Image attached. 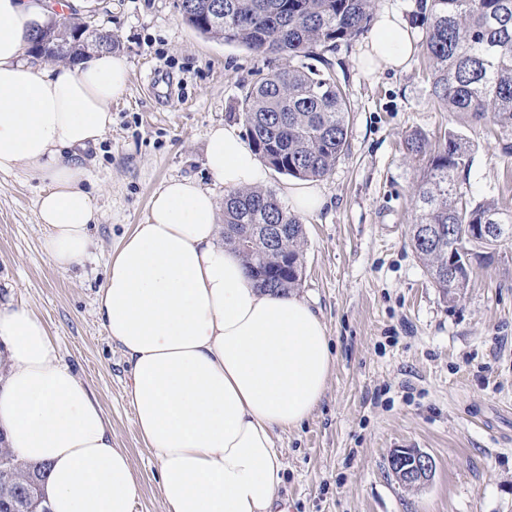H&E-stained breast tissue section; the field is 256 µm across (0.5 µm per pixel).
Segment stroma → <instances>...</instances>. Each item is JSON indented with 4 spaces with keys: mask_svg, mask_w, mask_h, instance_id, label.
Instances as JSON below:
<instances>
[{
    "mask_svg": "<svg viewBox=\"0 0 512 512\" xmlns=\"http://www.w3.org/2000/svg\"><path fill=\"white\" fill-rule=\"evenodd\" d=\"M68 10L111 32L129 75L111 127L83 158L94 247L83 265L55 268L41 247V181L0 174V297L42 319L100 404L141 484L134 512H165L127 402L129 367L96 315V293L163 182L212 185L206 134L242 125L238 106L263 62L187 26L176 0H70ZM362 48L342 43L328 54L350 102V132L320 181L322 208L300 217L297 292L325 322L336 363L312 415L280 435V496L288 512H512V241L475 269L461 301L448 302L409 246L419 170L404 141L460 131L472 145L463 191L509 210L512 158L489 122L431 102L423 51L404 71L380 72L360 61ZM159 69L170 78L164 95L152 85ZM409 446L436 463L426 486L403 487L387 471L391 452Z\"/></svg>",
    "mask_w": 512,
    "mask_h": 512,
    "instance_id": "obj_1",
    "label": "stroma"
}]
</instances>
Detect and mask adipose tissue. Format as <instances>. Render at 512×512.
<instances>
[{"instance_id": "1", "label": "adipose tissue", "mask_w": 512, "mask_h": 512, "mask_svg": "<svg viewBox=\"0 0 512 512\" xmlns=\"http://www.w3.org/2000/svg\"><path fill=\"white\" fill-rule=\"evenodd\" d=\"M50 0H0V173L40 180L42 249L67 271L90 254L97 210L80 157L112 123L128 70L101 52L79 69L22 57ZM416 35L382 8L363 57L399 71ZM205 167L225 190L260 185L265 169L238 127L206 135ZM214 190L166 181L145 223L112 254L97 313L129 366V406L159 472L165 512H287L277 431L320 403L335 358L327 326L293 292H270L221 243ZM0 441L48 466L50 512H134L140 485L99 404L29 309L0 301Z\"/></svg>"}]
</instances>
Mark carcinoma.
<instances>
[{
    "instance_id": "carcinoma-1",
    "label": "carcinoma",
    "mask_w": 512,
    "mask_h": 512,
    "mask_svg": "<svg viewBox=\"0 0 512 512\" xmlns=\"http://www.w3.org/2000/svg\"><path fill=\"white\" fill-rule=\"evenodd\" d=\"M186 0L184 23L199 33L239 45L260 57L285 54L281 68L257 70L239 104L258 156L296 179L329 175L347 147L350 104L333 64L317 52L351 44L366 32L372 0ZM432 102L447 112L490 120L504 155H512V0H422ZM407 155L422 162L414 190L409 242L435 285L456 303L476 268L490 266L502 236L474 234L480 224L512 229V211L462 191L470 145L450 128L432 142L420 134L405 140ZM283 226L277 241L266 225ZM224 243L243 256L249 275L270 291H291L303 272V227L270 191L234 190L224 196ZM459 286L448 287V264ZM46 465L0 455V510L29 512V496L42 493Z\"/></svg>"
}]
</instances>
